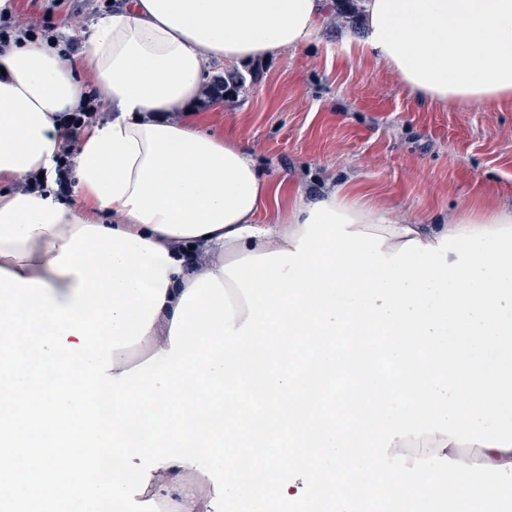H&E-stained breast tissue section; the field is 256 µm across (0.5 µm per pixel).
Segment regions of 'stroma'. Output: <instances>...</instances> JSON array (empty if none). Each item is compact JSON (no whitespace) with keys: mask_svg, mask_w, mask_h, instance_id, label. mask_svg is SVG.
<instances>
[{"mask_svg":"<svg viewBox=\"0 0 512 512\" xmlns=\"http://www.w3.org/2000/svg\"><path fill=\"white\" fill-rule=\"evenodd\" d=\"M111 10L110 0H16L15 14L66 25L78 49L81 32ZM324 11L306 50L238 65L236 97L207 99L194 115L281 184L259 223L287 214L294 190L315 201L332 184L423 224L512 208V102L463 108L414 94L371 55L348 52L365 39L364 24L338 22L336 0Z\"/></svg>","mask_w":512,"mask_h":512,"instance_id":"1","label":"stroma"}]
</instances>
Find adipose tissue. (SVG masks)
<instances>
[{"instance_id":"1","label":"adipose tissue","mask_w":512,"mask_h":512,"mask_svg":"<svg viewBox=\"0 0 512 512\" xmlns=\"http://www.w3.org/2000/svg\"><path fill=\"white\" fill-rule=\"evenodd\" d=\"M365 13L364 48L410 91L458 106L512 101V0H365ZM323 16L321 0H119L84 41V64L112 116L90 128L69 159L68 199L55 179L67 146L61 118L80 105V75L43 39L0 47V269L42 281L68 303L78 278L51 261L83 226L105 224L163 247L173 261L148 333L114 350L112 375L169 349L175 311L202 275L218 276L243 324L248 307L224 266L297 246L312 202L295 192L284 219L256 223L272 186L253 157L182 115L208 62L304 50ZM26 175L41 176L40 188H13ZM324 201L351 217V231L382 235L386 254L413 239L435 245L446 234L512 227V210L414 224L339 186ZM412 446L467 464H512V448L457 445L441 433L410 445L394 440L388 454ZM201 480L194 466L173 461L152 470L145 496L155 512H207Z\"/></svg>"}]
</instances>
